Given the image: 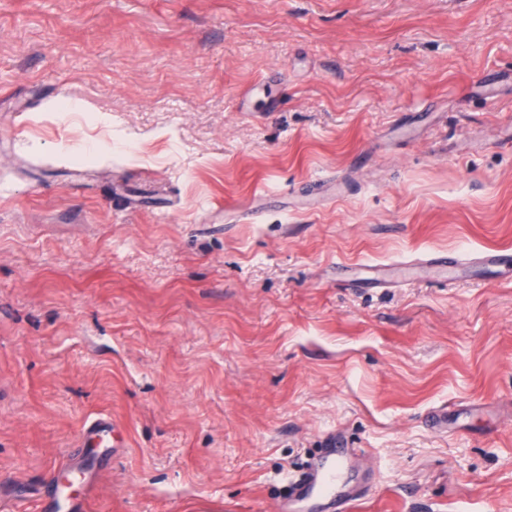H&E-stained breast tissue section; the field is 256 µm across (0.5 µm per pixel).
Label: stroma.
Listing matches in <instances>:
<instances>
[{
    "instance_id": "1",
    "label": "stroma",
    "mask_w": 512,
    "mask_h": 512,
    "mask_svg": "<svg viewBox=\"0 0 512 512\" xmlns=\"http://www.w3.org/2000/svg\"><path fill=\"white\" fill-rule=\"evenodd\" d=\"M486 249L512 0H0V504L278 512L333 437L354 512H512V278L347 285ZM420 266L422 265L400 264L399 266H396L393 269L400 272L401 275L394 276L390 274L391 268H387V266L359 264V267L361 269L371 274L370 278L362 280L369 282L368 284L372 288H395L398 286L395 284V282L400 276H405V274L408 273L410 270L419 268Z\"/></svg>"
}]
</instances>
